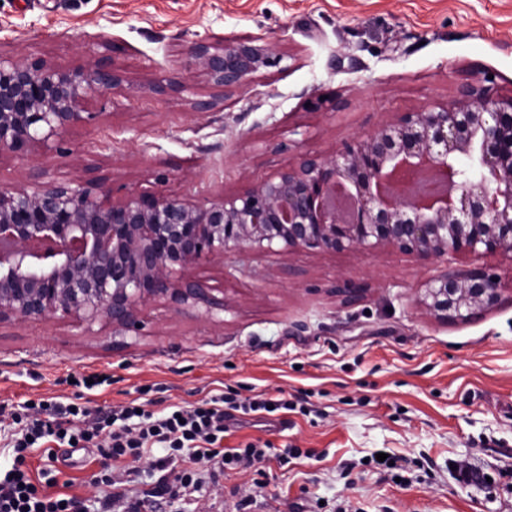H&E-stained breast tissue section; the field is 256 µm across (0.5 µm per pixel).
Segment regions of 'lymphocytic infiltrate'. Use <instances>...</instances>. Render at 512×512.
Returning <instances> with one entry per match:
<instances>
[{
    "instance_id": "f902f5d3",
    "label": "lymphocytic infiltrate",
    "mask_w": 512,
    "mask_h": 512,
    "mask_svg": "<svg viewBox=\"0 0 512 512\" xmlns=\"http://www.w3.org/2000/svg\"><path fill=\"white\" fill-rule=\"evenodd\" d=\"M227 402V397L216 395L197 406L181 407L159 418L139 411L137 404L131 403L112 411L110 419L116 427L104 439L95 426L74 428V420L87 414L86 409L74 404H55L44 419L36 414H13L9 446L14 452V461L11 469L0 478V512H89L86 499L65 493L48 494L31 477L26 465L27 455L46 440L69 443L77 450L89 449L114 461L129 458L137 462L147 457L157 469L167 467L174 458L188 457L191 468L178 474L170 488L175 497L197 491V464L221 469L231 464L252 465L264 460L267 449L255 445L222 447L227 431Z\"/></svg>"
}]
</instances>
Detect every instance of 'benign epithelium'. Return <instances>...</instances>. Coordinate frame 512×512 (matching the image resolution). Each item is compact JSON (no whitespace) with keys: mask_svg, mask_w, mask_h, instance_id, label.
Instances as JSON below:
<instances>
[{"mask_svg":"<svg viewBox=\"0 0 512 512\" xmlns=\"http://www.w3.org/2000/svg\"><path fill=\"white\" fill-rule=\"evenodd\" d=\"M273 62L268 42L221 39L194 44L188 67L231 90ZM123 82L105 57L61 69L0 55V155L23 159L58 143L94 119L82 111L88 95ZM250 249L467 257L474 264L429 279L421 303L443 322L475 318L502 291L500 277L475 261L512 259V96L466 83L445 106L403 112L327 155L301 153L259 184L205 202L116 197L91 176L0 185V322L104 320L122 334L150 302L222 307L187 271Z\"/></svg>","mask_w":512,"mask_h":512,"instance_id":"obj_1","label":"benign epithelium"}]
</instances>
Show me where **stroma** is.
I'll use <instances>...</instances> for the list:
<instances>
[{
	"mask_svg": "<svg viewBox=\"0 0 512 512\" xmlns=\"http://www.w3.org/2000/svg\"><path fill=\"white\" fill-rule=\"evenodd\" d=\"M271 42L276 65L234 91L188 73L198 41ZM113 47L122 88L92 96L89 124L60 147L0 157V184L74 179L94 168L114 188L206 201L258 184L303 152L327 154L401 112L450 103L483 81L512 95V0H0V53L86 66ZM162 92H155V85ZM215 99L195 113L196 99ZM504 288L467 322L444 323L420 290L446 267L381 250L287 256L248 250L194 276L224 307L153 302L140 329L116 335L48 317L0 323V408L88 406L107 426L131 401L162 416L214 395L276 403L235 412L227 448L271 444L253 466L198 465L203 485L158 495L184 468L112 465L113 486L87 451H34L35 480L72 494L116 495L138 512H512V261L480 259ZM362 288L336 296L338 283ZM103 382L81 386L89 375ZM297 448L301 457H281ZM397 465L375 464L376 454ZM469 463L485 482L459 484Z\"/></svg>",
	"mask_w": 512,
	"mask_h": 512,
	"instance_id": "obj_1",
	"label": "stroma"
}]
</instances>
